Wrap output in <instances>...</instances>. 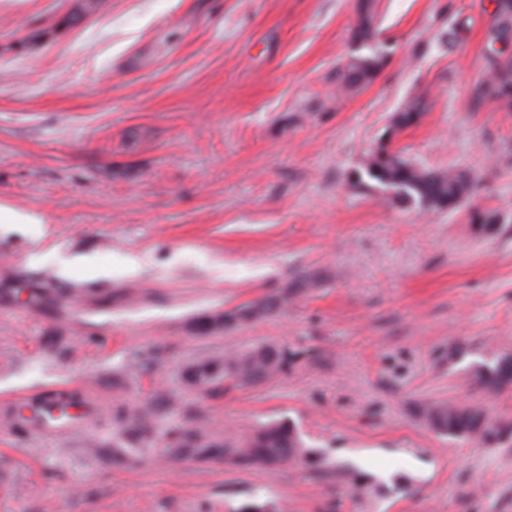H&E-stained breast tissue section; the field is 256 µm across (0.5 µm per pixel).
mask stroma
Wrapping results in <instances>:
<instances>
[{"label": "stroma", "mask_w": 512, "mask_h": 512, "mask_svg": "<svg viewBox=\"0 0 512 512\" xmlns=\"http://www.w3.org/2000/svg\"><path fill=\"white\" fill-rule=\"evenodd\" d=\"M79 2L0 0V205L33 218L0 223V401L102 407L58 435L0 425V512H512V385L476 375L512 356V112L481 94L489 0H380L394 53L353 89L356 0H97L61 25ZM412 96L422 116L391 146L470 173L457 209L351 180ZM300 272L311 287L279 313L195 331ZM260 344L287 355L264 382L184 379ZM438 404L479 409L486 434L437 433L422 412ZM149 407L145 443L112 418ZM281 420L303 442L282 466L166 449L174 426L242 441Z\"/></svg>", "instance_id": "1"}]
</instances>
